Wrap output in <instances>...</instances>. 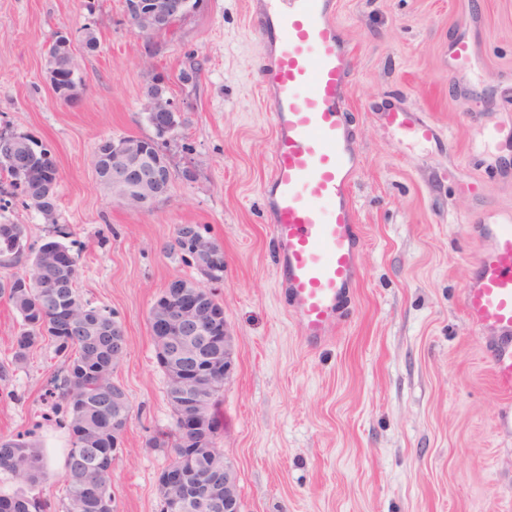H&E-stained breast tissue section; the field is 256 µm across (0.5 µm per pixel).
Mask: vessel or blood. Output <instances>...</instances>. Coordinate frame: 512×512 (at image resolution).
<instances>
[{"label": "vessel or blood", "mask_w": 512, "mask_h": 512, "mask_svg": "<svg viewBox=\"0 0 512 512\" xmlns=\"http://www.w3.org/2000/svg\"><path fill=\"white\" fill-rule=\"evenodd\" d=\"M257 21L268 63L262 73L274 128L268 199L277 272L303 340L329 341L360 280L361 230L351 198L359 159L350 148L345 91L350 70L332 0H268ZM399 131L424 139L432 127L415 112H393ZM463 308L491 329V368L512 392V224L478 227Z\"/></svg>", "instance_id": "b4317fda"}]
</instances>
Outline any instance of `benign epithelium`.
<instances>
[{"instance_id":"1","label":"benign epithelium","mask_w":512,"mask_h":512,"mask_svg":"<svg viewBox=\"0 0 512 512\" xmlns=\"http://www.w3.org/2000/svg\"><path fill=\"white\" fill-rule=\"evenodd\" d=\"M189 0H128L127 18L131 28L140 35L169 29L188 7ZM53 50L47 55L50 85L55 95L74 104L79 100L81 83L74 53L73 36L59 31L53 37ZM145 111L151 123L165 131L174 123L173 102L159 92L147 96ZM170 168L166 155H153L139 147L136 138L114 145L112 150V200L133 208L153 206L169 189ZM183 238L192 241L193 251L186 257L205 278L216 274L210 268L214 240L196 224L184 225ZM203 283L179 278L175 298L163 305L155 304L151 331L166 334L170 346L155 352V358L168 364L167 382L174 404L180 409L178 433L187 444L206 447L201 417L210 398L215 378L211 330L219 329L224 338V382H229L234 369L233 336L225 315H212L200 306ZM182 457L171 453L167 468L159 477V489L165 504L164 512H187L195 505L202 512L224 508V512H242L237 474L229 462H224V499L216 497L214 481L201 474L192 482L184 479Z\"/></svg>"}]
</instances>
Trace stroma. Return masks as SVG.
<instances>
[{"instance_id":"1","label":"stroma","mask_w":512,"mask_h":512,"mask_svg":"<svg viewBox=\"0 0 512 512\" xmlns=\"http://www.w3.org/2000/svg\"><path fill=\"white\" fill-rule=\"evenodd\" d=\"M352 73L346 89L360 280L331 341L307 346L279 282L266 186L274 131L261 82V0H191L167 31L135 34L125 0H0V131L32 134L59 171L55 222L12 199L5 215L35 244L81 260L80 289L127 336L114 372L132 417L112 465L116 512H161L171 427L149 311L167 282L199 273L170 250L181 224L224 249L215 294L234 336L217 445L238 475L242 512H512V397L493 380L488 331L463 289L480 243L470 225L512 218V0H334ZM98 38L83 46L84 30ZM70 31L84 86L57 100L54 32ZM158 83L174 102L160 143L168 193L150 209L113 202L92 161L102 140L150 137ZM422 113L431 139L399 132ZM47 343L0 380V435L31 434L58 503L69 431L43 401L57 370ZM389 119L402 133L424 139L433 136L432 127L416 112H390Z\"/></svg>"}]
</instances>
